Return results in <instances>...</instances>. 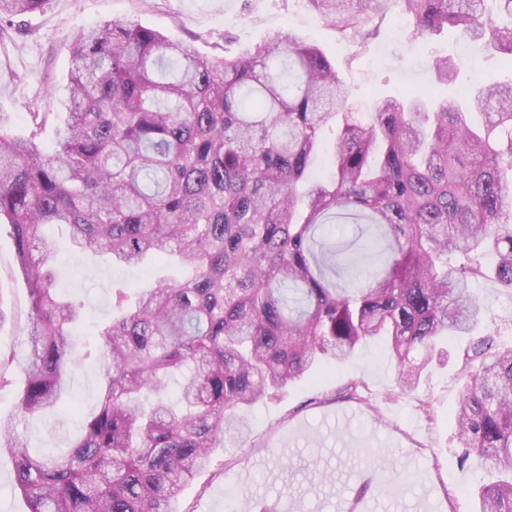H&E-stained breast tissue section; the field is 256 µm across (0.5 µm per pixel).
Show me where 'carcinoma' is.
<instances>
[{
    "label": "carcinoma",
    "mask_w": 512,
    "mask_h": 512,
    "mask_svg": "<svg viewBox=\"0 0 512 512\" xmlns=\"http://www.w3.org/2000/svg\"><path fill=\"white\" fill-rule=\"evenodd\" d=\"M391 1L413 18L412 43L449 27L512 62V0L309 3L364 47ZM49 3L0 0V25ZM432 69L446 83L457 65L444 57ZM349 98L325 53L292 31L263 51L204 56L112 21L75 38L66 112L31 113L25 135L0 117V225L29 298L18 415L57 406L79 356L102 374L97 412L58 448L36 450L0 420V453L29 512H180L182 488L216 464L241 409L379 339L399 390H411L441 339L475 329L483 304L471 283L512 288V82L462 102L383 97L367 118ZM57 120L46 152L41 132ZM328 129L332 174L316 177ZM338 214L376 232L346 258L349 287L326 273L336 251L314 249ZM48 224L114 265L184 275L113 287L112 320L86 339L80 306L57 295L46 268L58 248ZM462 361V461L492 475L479 512H512V348L480 336ZM176 375L173 403L163 393Z\"/></svg>",
    "instance_id": "cac0c4a2"
}]
</instances>
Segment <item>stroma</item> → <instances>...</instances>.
Segmentation results:
<instances>
[{
    "label": "stroma",
    "instance_id": "obj_1",
    "mask_svg": "<svg viewBox=\"0 0 512 512\" xmlns=\"http://www.w3.org/2000/svg\"><path fill=\"white\" fill-rule=\"evenodd\" d=\"M391 7L370 48L341 38L306 0H52L44 10L0 29V117L17 134L29 130L32 109L56 112L55 88L68 76L73 38L83 30L131 19L177 41L194 42L205 55L264 46L276 30L292 29L315 42L350 87L356 111L365 113L377 94L417 91L434 80L439 56L459 63L441 96L463 86L512 80L501 56L469 54L456 35L443 31L413 46L393 39ZM58 286L82 305L90 323L107 321L112 286L144 283L151 270L112 266L102 258L60 246L53 263ZM475 292L487 309L485 327L512 344V291L489 280ZM28 331L27 293L15 270V246L0 229V349L16 358L4 369L0 418L15 410L22 384ZM465 339L442 340V355L423 372L413 392L395 391L396 362L384 341L362 346L325 375L309 374L240 413L244 435L217 448V465L189 483L181 512H475L473 491L486 475L474 462L459 464L453 409L469 382L459 353ZM74 408L46 411L17 426L32 447L50 449L76 435L98 409L97 364L76 362L66 373ZM356 393H348L349 383ZM288 469H281V462Z\"/></svg>",
    "mask_w": 512,
    "mask_h": 512
}]
</instances>
